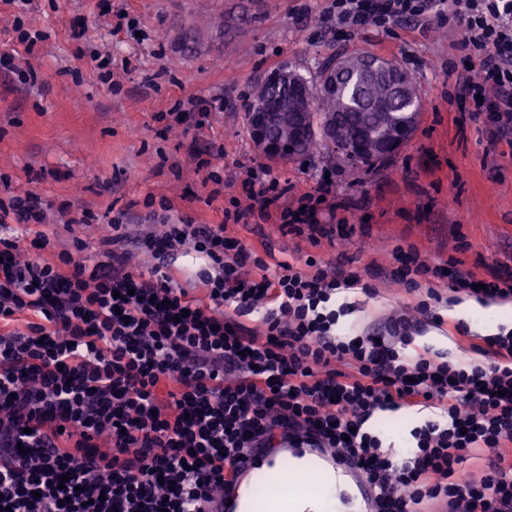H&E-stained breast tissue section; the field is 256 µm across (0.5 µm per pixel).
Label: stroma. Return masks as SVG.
<instances>
[{"instance_id":"obj_1","label":"stroma","mask_w":512,"mask_h":512,"mask_svg":"<svg viewBox=\"0 0 512 512\" xmlns=\"http://www.w3.org/2000/svg\"><path fill=\"white\" fill-rule=\"evenodd\" d=\"M112 7L106 15L98 0H30L24 21L47 38L16 63L31 65L37 81L23 85L0 71V176L12 189L54 204L73 200L77 216L124 214L134 238L151 230L150 199L168 202L175 219L220 222L229 198L242 194L244 171L258 164L287 183L291 203L330 175L337 216L352 225V236L314 244L307 234L251 215L226 232L279 260L298 263L313 254L369 270L377 294H348L354 310L341 318L344 326L407 314L414 297L391 282V247L415 248L433 265L454 256L486 278L512 269V131L496 137L490 122L472 118L456 28L402 23L339 41L320 20L324 0H112ZM120 8L134 28L116 30ZM80 21L88 30L77 41L71 28ZM94 48L112 57V86L97 77L88 55ZM358 49L395 59L415 75L421 116L408 146L354 169L331 152L305 163L261 155L243 123L256 85L283 65L309 76L327 57ZM214 96L224 106L202 126L169 130L157 119L188 98ZM217 146L224 149L216 162L223 183L215 191L193 156ZM77 184L82 192L75 197ZM364 234L384 250L357 253L353 240ZM438 417L421 407L384 410L371 428L397 458L414 446L412 430Z\"/></svg>"}]
</instances>
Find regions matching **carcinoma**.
<instances>
[{
    "label": "carcinoma",
    "mask_w": 512,
    "mask_h": 512,
    "mask_svg": "<svg viewBox=\"0 0 512 512\" xmlns=\"http://www.w3.org/2000/svg\"><path fill=\"white\" fill-rule=\"evenodd\" d=\"M337 62V58L327 59L311 78H306L288 68L272 72L257 89L246 111L253 112L261 106L271 107L277 103L288 102V80L294 78L305 92V102L312 103L311 122L313 131L300 137L290 138L288 132L276 133L286 150L279 155L282 160L304 162L319 149L328 146L323 133V124L332 112L338 113L342 132L346 139L359 138L363 119L373 112H384L386 116L379 123L368 125L374 136L389 138L396 133L398 126L408 120V114L421 109L417 84L413 76L393 59L381 58L384 68L374 79L359 85L352 80L342 83L339 93H322V81L327 72Z\"/></svg>",
    "instance_id": "carcinoma-1"
}]
</instances>
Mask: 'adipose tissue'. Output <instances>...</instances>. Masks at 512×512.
<instances>
[{
  "label": "adipose tissue",
  "mask_w": 512,
  "mask_h": 512,
  "mask_svg": "<svg viewBox=\"0 0 512 512\" xmlns=\"http://www.w3.org/2000/svg\"><path fill=\"white\" fill-rule=\"evenodd\" d=\"M270 493L256 495V484ZM341 469L313 452H275L257 461L236 492L234 512H338L337 495L346 490Z\"/></svg>",
  "instance_id": "obj_1"
}]
</instances>
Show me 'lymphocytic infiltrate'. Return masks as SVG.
Listing matches in <instances>:
<instances>
[{"label": "lymphocytic infiltrate", "mask_w": 512, "mask_h": 512, "mask_svg": "<svg viewBox=\"0 0 512 512\" xmlns=\"http://www.w3.org/2000/svg\"><path fill=\"white\" fill-rule=\"evenodd\" d=\"M445 21L460 31V64L478 70L466 94L491 123L512 125V0H329L337 37L402 21ZM243 198L259 217L312 239L331 236L336 185L319 181L296 205L265 167L247 168ZM230 198L220 224L163 218L162 233L127 249L122 216L83 215L105 248L87 267L58 252L34 194L0 199V512H232L254 458L310 448L348 468L373 512H512V330L477 335L455 323L463 361L411 354L414 324H337L336 297L371 293L361 272L308 254L273 261L224 232L244 213ZM156 264L143 270L135 252ZM200 262L198 292L169 262ZM391 279L440 322L444 276L415 249L395 247ZM449 289L479 302H512V274L479 284L453 260ZM258 318L263 332L246 319ZM401 406L439 409L413 430L402 461L369 422ZM488 463L463 476L475 451Z\"/></svg>", "instance_id": "obj_1"}]
</instances>
